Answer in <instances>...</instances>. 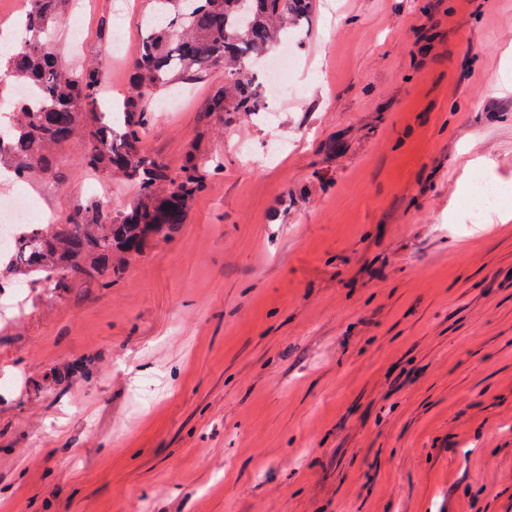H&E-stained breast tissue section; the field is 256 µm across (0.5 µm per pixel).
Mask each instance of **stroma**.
<instances>
[{
	"instance_id": "1",
	"label": "stroma",
	"mask_w": 512,
	"mask_h": 512,
	"mask_svg": "<svg viewBox=\"0 0 512 512\" xmlns=\"http://www.w3.org/2000/svg\"><path fill=\"white\" fill-rule=\"evenodd\" d=\"M149 9L65 0L45 41L117 99ZM294 47L263 119L213 111L220 70L150 105L147 151L223 165L171 240L0 295L8 512H512V0H315ZM82 152L24 185L60 224ZM477 172L506 194L472 220ZM88 364L82 360H76L65 364L62 368H55L49 375L45 377L46 380L51 378L52 380H64V381H75L78 379H88L89 369Z\"/></svg>"
}]
</instances>
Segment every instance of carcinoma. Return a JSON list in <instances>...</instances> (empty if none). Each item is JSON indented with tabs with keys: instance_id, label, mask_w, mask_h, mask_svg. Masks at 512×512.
Segmentation results:
<instances>
[{
	"instance_id": "cac0c4a2",
	"label": "carcinoma",
	"mask_w": 512,
	"mask_h": 512,
	"mask_svg": "<svg viewBox=\"0 0 512 512\" xmlns=\"http://www.w3.org/2000/svg\"><path fill=\"white\" fill-rule=\"evenodd\" d=\"M150 24L141 33L133 62V83L122 101L104 109L101 71L86 66L67 72L44 40L60 19V0H30L29 30L0 64L3 86H29L39 104L14 100L13 121L0 127V170L26 181L51 174L58 150L80 140L88 171L136 188L134 201L105 216L90 199L64 224H40L28 232L9 264L0 261V290L34 286L61 296L80 282L110 288L125 275L131 260L147 247L169 240L185 223L211 176L222 170L188 152L178 170L146 151L147 111L156 96L172 88L176 77H203L224 70L223 93L212 109L233 124L258 111L264 86L250 62L269 54L288 31L309 21L314 0H150ZM87 363L76 360L55 368L52 380L88 379Z\"/></svg>"
}]
</instances>
